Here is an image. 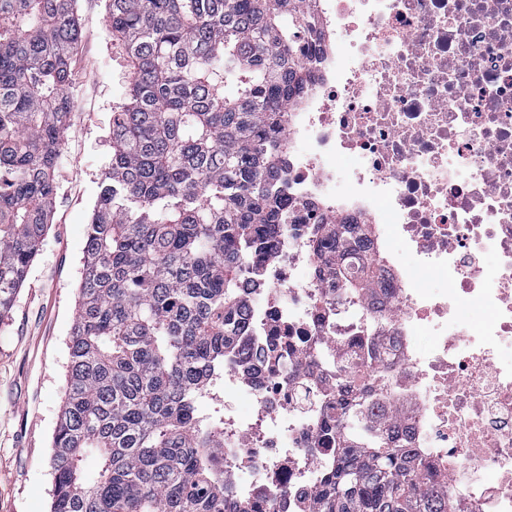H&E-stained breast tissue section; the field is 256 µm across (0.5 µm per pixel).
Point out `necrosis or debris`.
Masks as SVG:
<instances>
[{"label": "necrosis or debris", "instance_id": "obj_1", "mask_svg": "<svg viewBox=\"0 0 512 512\" xmlns=\"http://www.w3.org/2000/svg\"><path fill=\"white\" fill-rule=\"evenodd\" d=\"M288 110L295 222L244 277L224 363V500L309 512L338 400L384 416L457 512H512V0H315ZM369 224L377 302L331 276L319 224ZM481 317L465 322L463 312ZM370 359L363 389L336 366Z\"/></svg>", "mask_w": 512, "mask_h": 512}]
</instances>
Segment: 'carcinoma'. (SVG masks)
Wrapping results in <instances>:
<instances>
[{"instance_id":"carcinoma-1","label":"carcinoma","mask_w":512,"mask_h":512,"mask_svg":"<svg viewBox=\"0 0 512 512\" xmlns=\"http://www.w3.org/2000/svg\"><path fill=\"white\" fill-rule=\"evenodd\" d=\"M76 0H0V318L39 251L81 38ZM308 0H106L128 62L112 158L91 215L53 432L50 512H227L224 417L201 399L242 328L239 277L259 279L290 221L288 106L313 78ZM235 81L237 95H224ZM338 227L319 224L316 250ZM333 273L372 293L373 262ZM344 436L314 512H452L446 485L336 405ZM95 456L98 476L83 468Z\"/></svg>"}]
</instances>
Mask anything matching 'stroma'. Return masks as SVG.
I'll return each mask as SVG.
<instances>
[{
    "label": "stroma",
    "mask_w": 512,
    "mask_h": 512,
    "mask_svg": "<svg viewBox=\"0 0 512 512\" xmlns=\"http://www.w3.org/2000/svg\"><path fill=\"white\" fill-rule=\"evenodd\" d=\"M80 46L72 59L57 194L43 243L0 318V512H49L52 436L68 344L78 314L88 223L111 159L112 114L125 98L124 50L106 30L105 0H77Z\"/></svg>",
    "instance_id": "35a3bbf8"
}]
</instances>
